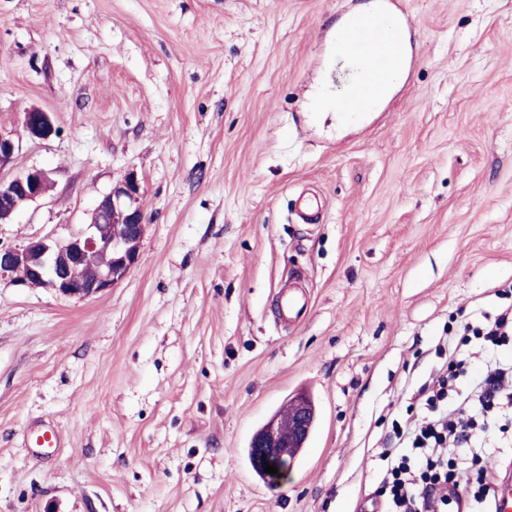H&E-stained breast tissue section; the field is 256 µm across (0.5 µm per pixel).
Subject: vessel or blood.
Listing matches in <instances>:
<instances>
[{
  "label": "vessel or blood",
  "mask_w": 512,
  "mask_h": 512,
  "mask_svg": "<svg viewBox=\"0 0 512 512\" xmlns=\"http://www.w3.org/2000/svg\"><path fill=\"white\" fill-rule=\"evenodd\" d=\"M410 27V19L398 11L393 0H380L377 10L351 18L337 29L334 38L336 49L369 63L363 79L348 91L352 111L368 112L373 109L394 65L392 47L405 41ZM278 303L281 318L285 321L302 318L308 309V302L303 296L286 290L279 292Z\"/></svg>",
  "instance_id": "vessel-or-blood-1"
}]
</instances>
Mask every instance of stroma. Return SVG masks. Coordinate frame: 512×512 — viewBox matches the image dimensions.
<instances>
[{
	"label": "stroma",
	"instance_id": "obj_1",
	"mask_svg": "<svg viewBox=\"0 0 512 512\" xmlns=\"http://www.w3.org/2000/svg\"><path fill=\"white\" fill-rule=\"evenodd\" d=\"M367 0H0V176L51 190L0 244L65 239L137 173L123 280L79 299L0 282V512H358L418 418L449 319L512 283V0H397L410 69L359 118L336 24ZM323 205L305 224L303 189ZM301 279L309 309L277 320ZM319 413L272 488L245 450L289 396ZM51 423L60 447L25 433ZM22 126L31 139H47L56 131L50 114L37 107L24 112Z\"/></svg>",
	"mask_w": 512,
	"mask_h": 512
}]
</instances>
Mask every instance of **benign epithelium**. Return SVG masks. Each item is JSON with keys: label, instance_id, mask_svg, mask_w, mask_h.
<instances>
[{"label": "benign epithelium", "instance_id": "benign-epithelium-1", "mask_svg": "<svg viewBox=\"0 0 512 512\" xmlns=\"http://www.w3.org/2000/svg\"><path fill=\"white\" fill-rule=\"evenodd\" d=\"M22 126L31 139L43 140L55 133L50 114L37 107L24 112ZM17 148L12 135L0 133V170L11 162ZM50 188L48 174L42 170L0 179V224L9 223L15 213L47 194ZM141 197V182L130 172L100 198L90 224L78 233L64 240L40 239L19 247L0 246V279L9 277L30 288H50L79 298L112 288L140 260V242L146 227ZM94 253L110 254L112 259L92 277L76 278L75 270ZM315 417L316 410L306 399L299 398L288 413V430H283L276 418L257 433L253 463L273 485L286 480L291 470L281 448L285 444L290 448L304 445ZM266 463L277 467L278 474L266 473Z\"/></svg>", "mask_w": 512, "mask_h": 512}]
</instances>
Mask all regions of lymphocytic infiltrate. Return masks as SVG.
<instances>
[{
    "label": "lymphocytic infiltrate",
    "mask_w": 512,
    "mask_h": 512,
    "mask_svg": "<svg viewBox=\"0 0 512 512\" xmlns=\"http://www.w3.org/2000/svg\"><path fill=\"white\" fill-rule=\"evenodd\" d=\"M447 346L448 355L432 383L415 398L421 419L408 430H396L399 447L381 452L391 512H438L447 504L448 484L455 479L444 449L454 444L482 448L495 433H512V306L484 320L465 322ZM474 346L492 351L496 367L464 398L459 384Z\"/></svg>",
    "instance_id": "obj_1"
}]
</instances>
